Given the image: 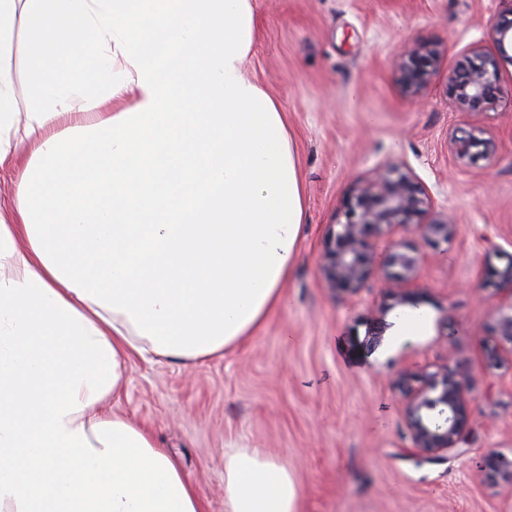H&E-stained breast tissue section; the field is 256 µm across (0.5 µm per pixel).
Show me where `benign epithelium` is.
<instances>
[{
	"label": "benign epithelium",
	"mask_w": 512,
	"mask_h": 512,
	"mask_svg": "<svg viewBox=\"0 0 512 512\" xmlns=\"http://www.w3.org/2000/svg\"><path fill=\"white\" fill-rule=\"evenodd\" d=\"M488 27L492 48L486 49L480 43L471 45L464 59L448 74L449 96L460 109L494 103L500 92V64L505 59L512 61V18L494 17ZM439 58L440 51L425 43L401 53L398 66L403 73L404 91L415 96L424 93L438 71ZM451 145L458 159L470 162L493 153L491 141L466 131L453 134ZM430 205L431 197L410 169L358 186L346 203V222L329 233L328 256L323 266L328 285L354 294L375 267L384 271L397 268V274L386 275L389 288L400 303L411 302L412 285L423 255L409 252L395 242L383 262L378 263L368 235L392 237L408 229L413 218L425 213ZM418 230L429 240L446 241L453 234L454 225L436 219L418 226ZM507 309L494 339L496 347L512 352V295ZM397 384L407 399L412 449L420 454H435L458 447L467 432L470 403L469 390L459 373L444 367L422 377L417 387L406 378ZM483 466L512 483V458L490 449L483 456Z\"/></svg>",
	"instance_id": "obj_1"
}]
</instances>
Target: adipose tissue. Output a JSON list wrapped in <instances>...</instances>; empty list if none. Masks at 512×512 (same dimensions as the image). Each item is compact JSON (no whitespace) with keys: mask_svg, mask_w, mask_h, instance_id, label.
Returning a JSON list of instances; mask_svg holds the SVG:
<instances>
[{"mask_svg":"<svg viewBox=\"0 0 512 512\" xmlns=\"http://www.w3.org/2000/svg\"><path fill=\"white\" fill-rule=\"evenodd\" d=\"M257 26L255 0H0V161L40 157L0 219V512H206L109 401L133 356L205 361L285 305L303 187L243 68ZM62 115L76 134H51ZM224 512H300L286 462L225 451ZM25 34L23 30H18L15 41L14 55L16 59L14 91L19 109H25L27 100V60L24 53Z\"/></svg>","mask_w":512,"mask_h":512,"instance_id":"adipose-tissue-1","label":"adipose tissue"}]
</instances>
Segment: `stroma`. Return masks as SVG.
<instances>
[{
	"label": "stroma",
	"instance_id": "1",
	"mask_svg": "<svg viewBox=\"0 0 512 512\" xmlns=\"http://www.w3.org/2000/svg\"><path fill=\"white\" fill-rule=\"evenodd\" d=\"M259 34L244 69L288 114L305 199L287 304L251 338L202 364L134 359L113 414L147 428L196 486L207 512H224V451L256 447L287 462L301 512H506L512 484L479 463L488 449L512 457V358L490 359L499 303L512 284L491 268L512 260V62L501 93L458 110L447 76L491 17L512 0H256ZM444 47L440 70L418 97L404 93L396 57L420 43ZM459 129L491 140L490 158L459 161ZM24 144L0 163V213L19 176L37 163ZM410 167L430 191L423 222L452 216L453 236L417 230L376 240L424 255L415 301L399 304L381 273L352 295L322 273L332 224L360 184ZM496 243L498 253L488 251ZM425 324L399 336L402 317ZM386 323L379 345L367 342ZM449 367L472 392L468 451L413 453L406 402L394 386Z\"/></svg>",
	"mask_w": 512,
	"mask_h": 512
}]
</instances>
